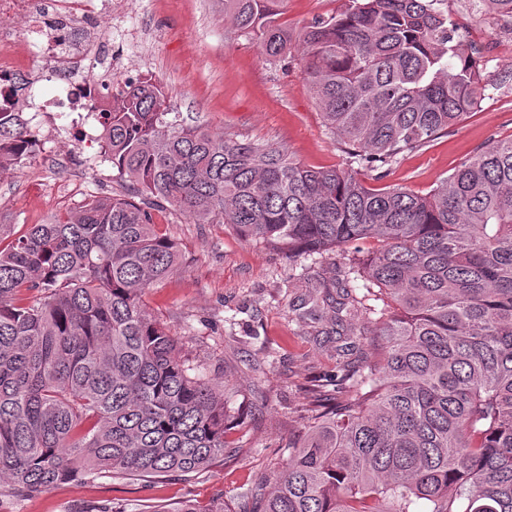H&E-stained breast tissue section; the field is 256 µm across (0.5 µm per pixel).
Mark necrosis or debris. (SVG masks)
<instances>
[{"label": "necrosis or debris", "instance_id": "obj_1", "mask_svg": "<svg viewBox=\"0 0 512 512\" xmlns=\"http://www.w3.org/2000/svg\"><path fill=\"white\" fill-rule=\"evenodd\" d=\"M107 13L105 0H0V112L13 110L23 75L30 85L52 88L43 105L59 108L62 117L109 111L104 88L112 69L91 50L104 39ZM23 34L41 46L40 62L20 51Z\"/></svg>", "mask_w": 512, "mask_h": 512}]
</instances>
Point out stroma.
<instances>
[{
  "label": "stroma",
  "instance_id": "1",
  "mask_svg": "<svg viewBox=\"0 0 512 512\" xmlns=\"http://www.w3.org/2000/svg\"><path fill=\"white\" fill-rule=\"evenodd\" d=\"M106 30L131 78L151 76L186 125L243 142L284 147L313 168H344V144L325 126L299 56L268 60L257 39L224 19V0H128ZM460 0L445 10L468 42L484 88L477 108L424 146L400 155L387 174L357 168L368 187L404 188L427 195L462 162L497 140L512 138V55L493 45L512 33V17L491 0H470L479 30L461 27ZM345 0H285L279 23L297 31L339 13ZM40 150L23 166L0 171V224H40L94 196L134 195V186L100 156L97 122L92 138L78 141L54 112L28 110ZM161 231L178 247L180 268L146 291L147 310L173 336L179 354L205 381L222 386L235 426L223 462L201 474L152 481L81 478L12 505V512H77L82 504L110 501L126 512H167L181 501L208 506L216 496L242 502L271 480L290 444L305 434V388L335 377L340 363L356 362L372 348L368 336H336L334 313L305 324L296 308L309 293L312 258L288 260L245 239L223 219L201 224L173 206L155 212Z\"/></svg>",
  "mask_w": 512,
  "mask_h": 512
}]
</instances>
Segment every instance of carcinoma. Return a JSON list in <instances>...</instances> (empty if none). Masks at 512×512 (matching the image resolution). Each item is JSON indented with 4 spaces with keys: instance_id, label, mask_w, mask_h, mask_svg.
Segmentation results:
<instances>
[{
    "instance_id": "1",
    "label": "carcinoma",
    "mask_w": 512,
    "mask_h": 512,
    "mask_svg": "<svg viewBox=\"0 0 512 512\" xmlns=\"http://www.w3.org/2000/svg\"><path fill=\"white\" fill-rule=\"evenodd\" d=\"M444 0H347L297 33L284 0H224V17L303 71L350 163L391 167L480 103L469 46ZM456 63L451 64L449 60ZM101 153L134 196L94 197L21 234L0 224V487L32 498L86 474L156 479L224 459V391L190 374L142 294L179 269L152 212L220 216L249 240L322 262L317 321L378 337L317 393L247 512H512V138L419 196L348 169L308 168L281 146L188 127L150 78L103 113ZM28 120L0 112V168L31 158ZM336 289V293L329 289ZM242 512L224 498L200 510Z\"/></svg>"
}]
</instances>
